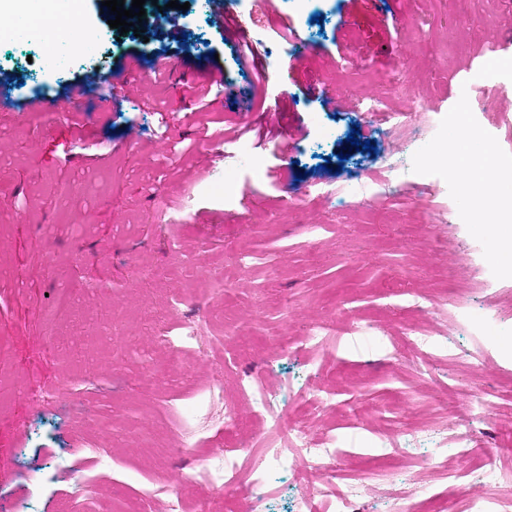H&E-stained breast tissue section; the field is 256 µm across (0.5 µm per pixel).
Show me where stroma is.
Segmentation results:
<instances>
[{
  "label": "stroma",
  "instance_id": "stroma-1",
  "mask_svg": "<svg viewBox=\"0 0 512 512\" xmlns=\"http://www.w3.org/2000/svg\"><path fill=\"white\" fill-rule=\"evenodd\" d=\"M232 13L247 24L257 66L239 65L242 48L222 20L191 8L178 13L188 43L139 44L110 28L97 0H82L98 46L62 69L44 63L40 36L0 34V69L13 73L19 101L40 104L0 111V500L57 512L73 485L61 463L96 443L87 408L112 436L83 473L99 507L179 483L224 438L217 420L199 429L191 453L173 452L178 414L203 398L218 360L224 396L244 416L241 380L289 383L296 396L285 409L298 419L312 415L300 391H334L321 424L345 455L315 485L364 476L377 457L391 472L368 481L357 512H394L400 501L422 512L431 495L458 512L461 499L498 493L512 484V272L464 212L456 186L467 170L446 175L424 154L455 117L481 129L512 183V111L488 106L512 87V50L507 65L487 66L489 42L512 36V0H331L318 22L292 14L285 27L277 12L256 20L253 4ZM290 32L314 49L305 64L280 49ZM214 67L224 83L197 107L191 91ZM96 71L108 83L63 107L68 86ZM322 81L342 111L321 107ZM415 97L429 105L425 139L393 157L384 129ZM373 98L374 113L365 109ZM357 126L373 131V150L348 142ZM242 142L249 156L237 155ZM230 170L231 196L216 195ZM333 192L346 207L329 201ZM242 253L254 257L245 269ZM204 256L227 278L198 274ZM465 287L462 321L451 309L404 305L413 293ZM63 288L76 310L56 309ZM347 312L365 328L342 334L331 353L294 352L308 327ZM201 317L221 343L185 352L192 369L182 377H151L153 337ZM409 328L448 339L423 359L431 375L417 369ZM16 378L25 391L10 389ZM64 382L84 409L31 407L30 395ZM480 389L496 401L471 425L495 463L488 478L482 459L441 444ZM403 431L410 441L396 444Z\"/></svg>",
  "mask_w": 512,
  "mask_h": 512
}]
</instances>
